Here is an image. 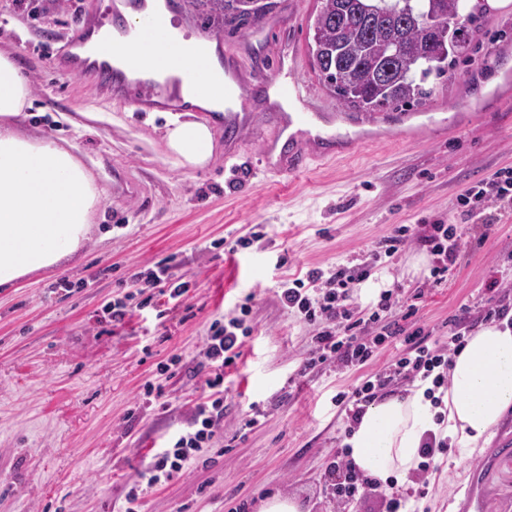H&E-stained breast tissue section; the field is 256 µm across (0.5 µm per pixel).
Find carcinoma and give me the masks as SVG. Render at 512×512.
Returning <instances> with one entry per match:
<instances>
[{"label":"carcinoma","mask_w":512,"mask_h":512,"mask_svg":"<svg viewBox=\"0 0 512 512\" xmlns=\"http://www.w3.org/2000/svg\"><path fill=\"white\" fill-rule=\"evenodd\" d=\"M190 13L206 16L210 28H251L272 10V0H184ZM336 21L339 0H323L311 25L314 69L348 108L399 107L415 101L433 63L426 26L462 17V0H440L443 17L431 14V0H347Z\"/></svg>","instance_id":"obj_1"}]
</instances>
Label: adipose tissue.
Listing matches in <instances>:
<instances>
[{
	"instance_id": "1",
	"label": "adipose tissue",
	"mask_w": 512,
	"mask_h": 512,
	"mask_svg": "<svg viewBox=\"0 0 512 512\" xmlns=\"http://www.w3.org/2000/svg\"><path fill=\"white\" fill-rule=\"evenodd\" d=\"M184 98L193 109L168 115L166 144L181 167L201 169L212 156L213 133L194 111L223 110L224 86L209 85ZM32 104L28 76L9 52L0 51V288L74 257L89 241L91 216L104 198L72 149L12 129ZM448 374L444 422H435L431 399L417 387L372 403L346 438L356 469L381 489L408 479L427 432L447 438L449 458L457 465L487 441L512 409V326H479L453 357Z\"/></svg>"
}]
</instances>
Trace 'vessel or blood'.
I'll use <instances>...</instances> for the list:
<instances>
[{
    "label": "vessel or blood",
    "instance_id": "obj_1",
    "mask_svg": "<svg viewBox=\"0 0 512 512\" xmlns=\"http://www.w3.org/2000/svg\"><path fill=\"white\" fill-rule=\"evenodd\" d=\"M147 0H112V21L120 24L134 20L138 39L125 67L114 64L109 37L102 36L94 50L86 45L94 32H99L98 22H88L81 36L71 39L56 56L55 67L66 74H81L109 91L113 98L124 100L139 108H166L174 101L165 84L155 81L129 80L127 71L146 60L162 57L167 68L175 72L182 88L197 90V64L206 55L212 38L197 35L194 41L184 42L171 35L164 26L165 13L176 12L179 0H165L163 12L146 8ZM273 22H263L260 28L244 37L233 49L224 52L223 73H212V80H223L225 90L231 92L234 102L221 113H205L208 125L223 128L224 154L233 156L242 133L260 143V161L266 172L273 174L296 173L304 170L309 161L326 159L354 150L356 140L341 135L344 124L358 123L359 118L348 112H313L298 108L291 112L269 111L255 115L250 106L255 98L265 96L269 89H276L280 99L299 100V78L296 62L290 61L288 46H281L275 63V78L266 81L260 64L268 55L267 30ZM485 492L480 479H472L458 503L459 512H483Z\"/></svg>",
    "mask_w": 512,
    "mask_h": 512
}]
</instances>
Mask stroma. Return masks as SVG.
<instances>
[{
    "label": "stroma",
    "instance_id": "1",
    "mask_svg": "<svg viewBox=\"0 0 512 512\" xmlns=\"http://www.w3.org/2000/svg\"><path fill=\"white\" fill-rule=\"evenodd\" d=\"M294 37L307 105L344 106L319 81L309 54L310 24L321 0H275ZM109 0H0V50L28 75L33 106L20 128L73 146L106 198L82 251L48 273L0 289V512H124L129 484L175 433L185 430L205 394L204 338L213 320L252 311L242 355L224 373L227 389L220 442L204 463L143 494L141 512H257L265 496L300 498L310 512H336L329 466L346 424L338 392L385 367L394 342L361 370L307 368L310 328L284 308L279 283L312 267L352 266L370 257L398 224L460 225L467 245L446 282L430 286V266L413 269L425 249L412 245L381 258L356 290L359 310L392 290L394 319L432 338L469 306L479 314L492 281L512 282V204L493 215L464 214L460 194L502 167H512V5L468 0L478 36L455 53L443 75L423 83L426 97L390 109L385 123L359 126L364 145L335 162L311 161L293 175L258 164V144L224 156L215 133L210 164L177 165L163 138L164 117L113 101L89 80L57 72L53 52ZM247 238L248 247L238 245ZM287 255L277 266L278 255ZM159 262L190 284L171 306L143 288L153 308L131 299L130 276ZM127 300L113 323L109 307ZM179 363L167 374L158 363ZM161 397L145 399V383ZM264 410L258 425L244 419ZM512 439L508 412L484 448L460 466L447 454L426 473L420 512H450L475 469H483L485 512H512Z\"/></svg>",
    "mask_w": 512,
    "mask_h": 512
}]
</instances>
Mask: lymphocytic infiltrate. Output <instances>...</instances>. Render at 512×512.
Listing matches in <instances>:
<instances>
[{
	"label": "lymphocytic infiltrate",
	"mask_w": 512,
	"mask_h": 512,
	"mask_svg": "<svg viewBox=\"0 0 512 512\" xmlns=\"http://www.w3.org/2000/svg\"><path fill=\"white\" fill-rule=\"evenodd\" d=\"M511 201L512 167L500 168L458 199L460 207L469 213ZM412 243L425 246L434 255L431 276L434 284L439 285L446 281L464 241L453 224H400L380 240L379 250L390 258ZM375 266V260L369 259L350 267L340 264L328 270L313 268L303 277L280 284L283 306L302 315L312 329L310 366L356 370L364 367L379 348L400 341L402 352L387 366L367 375L349 391L337 394L336 405L351 426L358 423L366 407L401 380L428 383V396L434 405H441L440 395L448 390L450 363L472 327L471 312L465 307L450 321L444 340L431 339L420 327L404 331L391 319L395 301L389 290L381 293L368 318L358 317L354 290L371 276ZM250 311L249 303L245 302L240 306L239 316L211 323L205 339L209 366L205 385L209 393L195 405L189 430L169 439L139 472L127 494L125 512H139V499L144 491L181 477L200 460L202 449L217 438L224 419V370L235 364L245 338L250 335L246 324ZM330 471L339 477L335 484L337 504H345L359 490L374 486L348 460L346 449H337Z\"/></svg>",
	"instance_id": "obj_1"
}]
</instances>
